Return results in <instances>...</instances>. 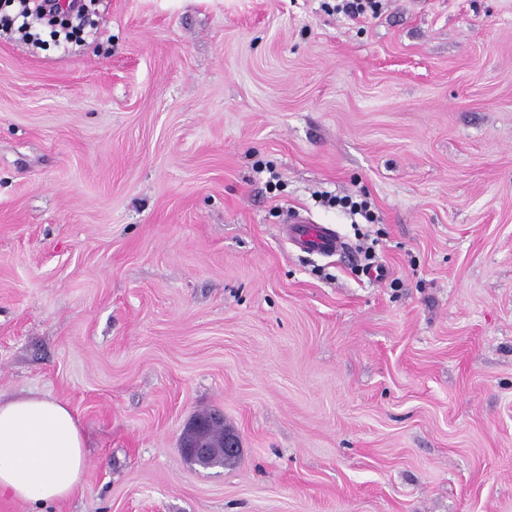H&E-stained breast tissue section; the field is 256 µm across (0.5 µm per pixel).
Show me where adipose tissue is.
<instances>
[{
  "mask_svg": "<svg viewBox=\"0 0 512 512\" xmlns=\"http://www.w3.org/2000/svg\"><path fill=\"white\" fill-rule=\"evenodd\" d=\"M86 468L81 425L45 394L0 395V495L27 504L68 500Z\"/></svg>",
  "mask_w": 512,
  "mask_h": 512,
  "instance_id": "adipose-tissue-1",
  "label": "adipose tissue"
}]
</instances>
